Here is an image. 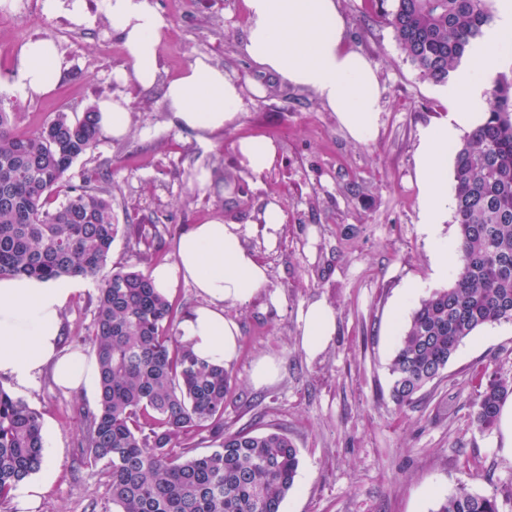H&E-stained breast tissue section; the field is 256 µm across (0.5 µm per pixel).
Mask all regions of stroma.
<instances>
[{"label": "stroma", "mask_w": 512, "mask_h": 512, "mask_svg": "<svg viewBox=\"0 0 512 512\" xmlns=\"http://www.w3.org/2000/svg\"><path fill=\"white\" fill-rule=\"evenodd\" d=\"M40 2L0 7V107L16 113L18 130L31 131L55 113L84 112L111 94L127 98L128 134L101 135L69 172L72 182L103 180L113 192L120 232L112 261L129 258L126 230L134 225L146 239H158L170 263L192 225L217 216L255 224L271 202L283 211L275 246L259 235L246 241L283 302L259 298L227 308L240 337L224 406L231 429L279 428L298 448L296 487L282 512H436L463 485L497 495L501 512H512V458L501 451L500 428L476 429L472 407L473 378L484 367L512 379V322L465 338L421 403L401 409L388 396L399 330L420 303L402 301L404 286L418 282L428 295L449 285L435 276L421 231L416 175L420 133L446 119L448 109L439 84L421 77L383 18L390 0H340L350 43L375 67L381 88L378 133L368 143L352 140L314 93L282 84L243 53V0H210L204 9L154 0L168 22L159 46L163 76L205 57L243 88L237 122L205 141L172 124L161 87L146 91L117 80L131 64L101 10L77 27L42 13ZM42 35L57 43L62 79L31 99L20 90L17 58L26 41ZM245 138L278 145L262 175L241 162L237 146ZM201 167L213 175L206 189L195 180ZM96 295L93 281L80 280L64 312L65 349L92 353ZM315 300L334 310L336 334L312 358L300 345L298 314ZM263 358L277 374L257 387L251 372ZM17 395L53 430L45 454L55 458L57 476L35 512H86L93 499L108 508L102 465L75 463L96 389L67 392L46 373Z\"/></svg>", "instance_id": "1"}]
</instances>
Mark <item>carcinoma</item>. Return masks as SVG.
<instances>
[{"label":"carcinoma","mask_w":512,"mask_h":512,"mask_svg":"<svg viewBox=\"0 0 512 512\" xmlns=\"http://www.w3.org/2000/svg\"><path fill=\"white\" fill-rule=\"evenodd\" d=\"M421 76L442 84L493 19L492 0H394L386 13ZM487 119L455 149L458 268L453 283L421 300L389 364V398L403 408L439 379L460 343L488 324L512 321V74L491 80ZM95 107L59 112L29 132L0 107V275L91 279L97 288L90 343L98 403L85 416L81 454L102 463L115 512H281L300 466L278 429L224 424L230 376L198 358L174 331L178 307L134 250L109 263L119 225L112 191L66 179L99 141ZM512 382L486 370L472 405L491 429ZM208 433L214 448L188 439ZM45 461L41 414L0 385V505ZM437 512H500L496 495L460 487Z\"/></svg>","instance_id":"carcinoma-1"}]
</instances>
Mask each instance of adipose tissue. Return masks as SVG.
Here are the masks:
<instances>
[{
  "instance_id": "ef3b65f1",
  "label": "adipose tissue",
  "mask_w": 512,
  "mask_h": 512,
  "mask_svg": "<svg viewBox=\"0 0 512 512\" xmlns=\"http://www.w3.org/2000/svg\"><path fill=\"white\" fill-rule=\"evenodd\" d=\"M497 2L493 21L470 47L466 67L441 87L449 107L447 120L420 134L419 222L441 278L452 270L448 257L454 249L439 234L449 208L443 182L448 147L463 130L480 123L472 107L481 101L488 76L506 65L501 47L512 42V0ZM244 7V53L283 84L314 92L351 138L373 140L381 112L380 87L374 67L348 44L338 0H244ZM102 8L122 38L133 79L145 89L163 85L177 124L206 140L237 121L242 88L207 58H197L179 75L162 79L158 48L167 22L153 0H102ZM18 70L24 96L49 92L61 74L56 42L40 36L25 43L18 55ZM282 221L280 207L272 203L258 225L227 224L219 217L192 225L178 239L174 262L152 270L159 291L184 281L204 296L205 305L180 327L183 340L200 358L220 365L235 358L240 330L234 319L225 316L226 308L263 293L271 303H278V295L266 291V267L245 240L259 233L267 245H275ZM76 289V282L69 278L0 276V379L18 389H31L48 368L61 388L77 391L91 386L95 362L61 347L63 310ZM299 320L302 348L313 357L323 353L336 333L332 308L324 301H313L301 310Z\"/></svg>"
}]
</instances>
